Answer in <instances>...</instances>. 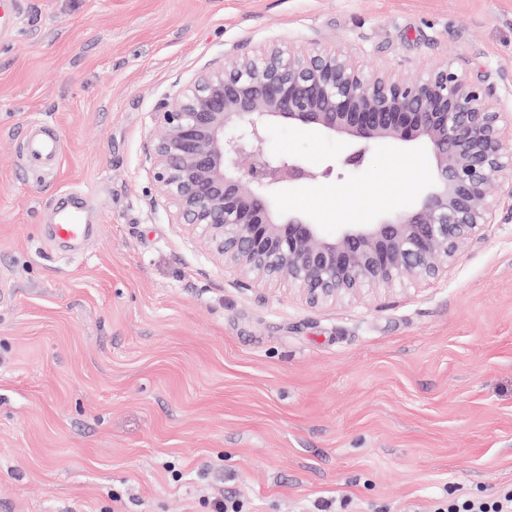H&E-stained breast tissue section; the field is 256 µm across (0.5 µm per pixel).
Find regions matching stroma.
I'll list each match as a JSON object with an SVG mask.
<instances>
[{
	"instance_id": "stroma-1",
	"label": "stroma",
	"mask_w": 512,
	"mask_h": 512,
	"mask_svg": "<svg viewBox=\"0 0 512 512\" xmlns=\"http://www.w3.org/2000/svg\"><path fill=\"white\" fill-rule=\"evenodd\" d=\"M0 41V512H430L512 487V198L446 278L313 307L243 289L152 179L158 101L224 56L334 46L404 77L450 61L512 113V0H23ZM60 155L33 165L31 117ZM318 223L409 209L413 148L276 125ZM94 187L90 232L55 200ZM381 199L377 208L366 198ZM85 227L78 223V208L74 207L62 212L56 224L58 236L66 239H77L83 235Z\"/></svg>"
}]
</instances>
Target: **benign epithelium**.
Listing matches in <instances>:
<instances>
[{"label": "benign epithelium", "instance_id": "obj_1", "mask_svg": "<svg viewBox=\"0 0 512 512\" xmlns=\"http://www.w3.org/2000/svg\"><path fill=\"white\" fill-rule=\"evenodd\" d=\"M153 179L174 221L199 230L240 288L275 283L311 305L366 290L428 283L512 197V116L494 85L452 62L401 78L365 72L334 47L275 44L226 57L157 106ZM273 122L345 143L347 165L370 146L415 144L431 162L406 212L333 233L303 213L277 212L290 182L328 176L292 155L267 154Z\"/></svg>", "mask_w": 512, "mask_h": 512}]
</instances>
